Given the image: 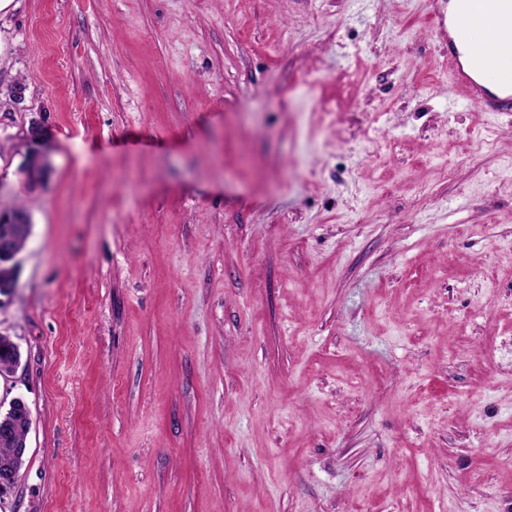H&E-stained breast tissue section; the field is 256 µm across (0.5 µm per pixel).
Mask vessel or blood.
<instances>
[{
  "mask_svg": "<svg viewBox=\"0 0 512 512\" xmlns=\"http://www.w3.org/2000/svg\"><path fill=\"white\" fill-rule=\"evenodd\" d=\"M457 10L447 27L438 28L439 37L448 44V68L455 84L482 112H512V71H503L497 90H490L480 81L483 68L492 64L488 53L475 54L462 61L457 45L466 41L474 29L490 32L512 30V0H457Z\"/></svg>",
  "mask_w": 512,
  "mask_h": 512,
  "instance_id": "b4317fda",
  "label": "vessel or blood"
}]
</instances>
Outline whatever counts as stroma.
<instances>
[{
    "label": "stroma",
    "instance_id": "35a3bbf8",
    "mask_svg": "<svg viewBox=\"0 0 512 512\" xmlns=\"http://www.w3.org/2000/svg\"><path fill=\"white\" fill-rule=\"evenodd\" d=\"M448 0H12L0 512H512V112ZM47 175L20 167L31 119ZM24 211H27L23 207H14L10 209H4L0 212V260L2 257H12L13 260L15 259V256L23 247L25 241L28 238L29 230L26 227V224H11L9 223L6 218L9 214L12 213H25ZM9 240L12 246V250L8 244V242L3 240ZM20 354L8 336L0 335V375L11 373L18 365ZM15 407L8 420L0 424V475L4 471L17 473L24 463L26 452V436L30 422L24 417L23 405L26 403L17 398ZM8 425V426H6Z\"/></svg>",
    "mask_w": 512,
    "mask_h": 512
}]
</instances>
